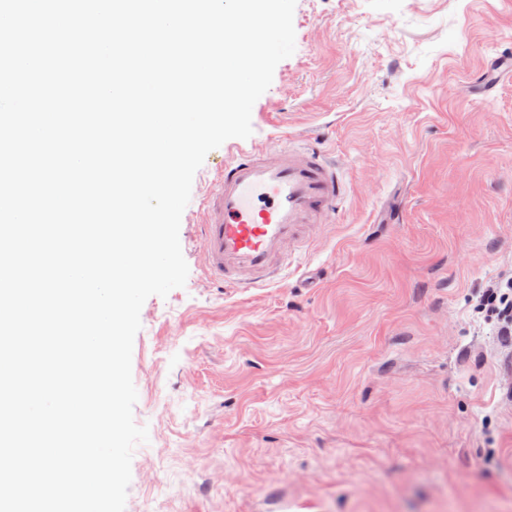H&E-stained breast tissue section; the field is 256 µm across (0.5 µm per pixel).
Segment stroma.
<instances>
[{
  "mask_svg": "<svg viewBox=\"0 0 512 512\" xmlns=\"http://www.w3.org/2000/svg\"><path fill=\"white\" fill-rule=\"evenodd\" d=\"M295 52L212 150L180 224L184 287L132 350L125 512H512V345L473 310L512 274V0H296ZM291 139L347 185L279 276L208 275L200 203L231 149Z\"/></svg>",
  "mask_w": 512,
  "mask_h": 512,
  "instance_id": "stroma-1",
  "label": "stroma"
}]
</instances>
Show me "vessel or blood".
I'll list each match as a JSON object with an SVG mask.
<instances>
[{
  "label": "vessel or blood",
  "instance_id": "b4317fda",
  "mask_svg": "<svg viewBox=\"0 0 512 512\" xmlns=\"http://www.w3.org/2000/svg\"><path fill=\"white\" fill-rule=\"evenodd\" d=\"M343 195L336 169L315 148L280 145L225 158L205 202L201 245L221 282H264L300 242L327 222Z\"/></svg>",
  "mask_w": 512,
  "mask_h": 512
}]
</instances>
